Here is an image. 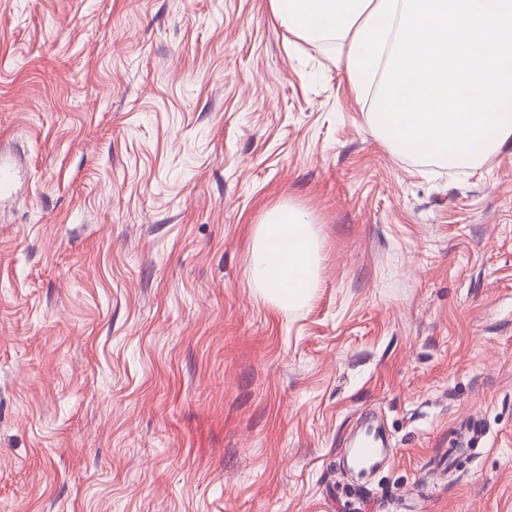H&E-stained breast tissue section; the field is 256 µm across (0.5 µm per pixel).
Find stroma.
<instances>
[{"label":"stroma","mask_w":512,"mask_h":512,"mask_svg":"<svg viewBox=\"0 0 512 512\" xmlns=\"http://www.w3.org/2000/svg\"><path fill=\"white\" fill-rule=\"evenodd\" d=\"M345 54L268 0H0V512H512V142L392 153ZM281 203L288 312L248 276ZM318 236L303 208L278 204L264 214L253 236L249 280L283 310L306 305L316 288ZM385 447L386 444L377 431L367 427L361 437L350 448H346L345 455L359 467L372 468L386 453Z\"/></svg>","instance_id":"1"}]
</instances>
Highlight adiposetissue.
<instances>
[{
  "instance_id": "1",
  "label": "adipose tissue",
  "mask_w": 512,
  "mask_h": 512,
  "mask_svg": "<svg viewBox=\"0 0 512 512\" xmlns=\"http://www.w3.org/2000/svg\"><path fill=\"white\" fill-rule=\"evenodd\" d=\"M318 236L303 208L278 204L264 214L250 249L248 274L283 310L306 305L317 285Z\"/></svg>"
}]
</instances>
